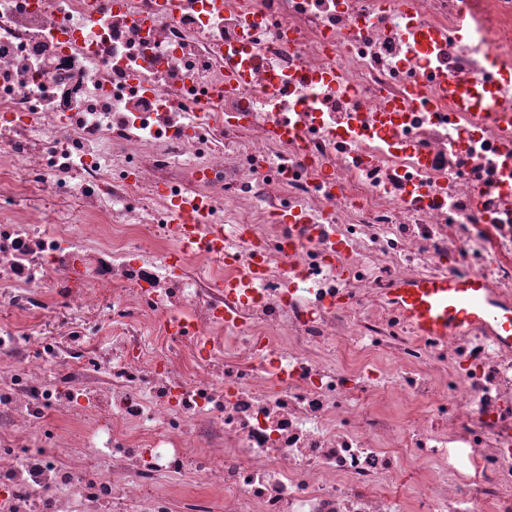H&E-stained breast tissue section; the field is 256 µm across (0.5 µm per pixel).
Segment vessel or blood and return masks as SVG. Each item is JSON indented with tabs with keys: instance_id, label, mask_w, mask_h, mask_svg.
Here are the masks:
<instances>
[{
	"instance_id": "1",
	"label": "vessel or blood",
	"mask_w": 512,
	"mask_h": 512,
	"mask_svg": "<svg viewBox=\"0 0 512 512\" xmlns=\"http://www.w3.org/2000/svg\"><path fill=\"white\" fill-rule=\"evenodd\" d=\"M448 92L463 108H493L485 94L459 86L456 80H449ZM390 299L422 335L445 337L481 326L493 339L512 341V304L495 300L480 276L413 279L393 288Z\"/></svg>"
}]
</instances>
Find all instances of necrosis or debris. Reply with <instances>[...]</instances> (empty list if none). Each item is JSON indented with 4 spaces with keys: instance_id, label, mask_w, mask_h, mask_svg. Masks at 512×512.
Segmentation results:
<instances>
[{
    "instance_id": "1",
    "label": "necrosis or debris",
    "mask_w": 512,
    "mask_h": 512,
    "mask_svg": "<svg viewBox=\"0 0 512 512\" xmlns=\"http://www.w3.org/2000/svg\"><path fill=\"white\" fill-rule=\"evenodd\" d=\"M450 274L512 302V0H0V512H512ZM448 94L454 95L465 109H477L482 112L492 111L493 102L487 99L484 92L476 95L472 86L460 87L454 78L448 80ZM390 299L424 336L482 326L494 340L512 341V304L495 300L480 276L413 279L393 288Z\"/></svg>"
}]
</instances>
